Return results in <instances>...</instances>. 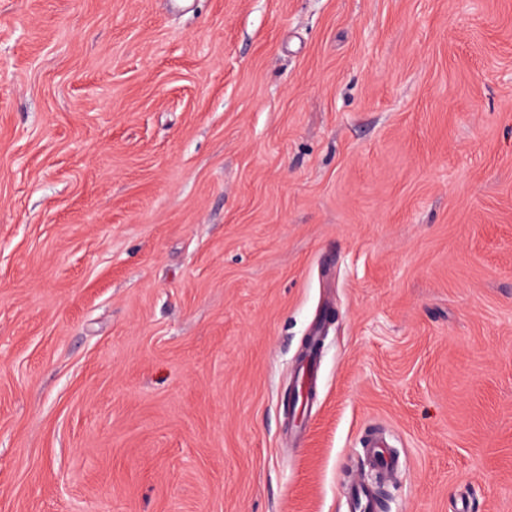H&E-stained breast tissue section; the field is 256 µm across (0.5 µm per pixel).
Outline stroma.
I'll use <instances>...</instances> for the list:
<instances>
[{"label": "stroma", "instance_id": "35a3bbf8", "mask_svg": "<svg viewBox=\"0 0 512 512\" xmlns=\"http://www.w3.org/2000/svg\"><path fill=\"white\" fill-rule=\"evenodd\" d=\"M374 429L512 512V0H0V512H347Z\"/></svg>", "mask_w": 512, "mask_h": 512}]
</instances>
